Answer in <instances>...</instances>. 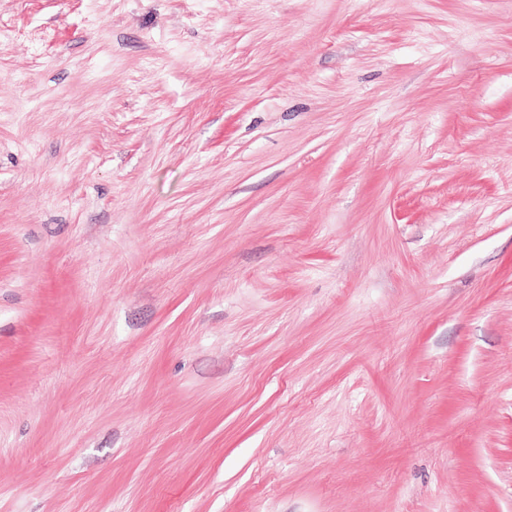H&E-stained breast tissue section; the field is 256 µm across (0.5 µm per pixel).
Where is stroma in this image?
<instances>
[{"label":"stroma","instance_id":"obj_1","mask_svg":"<svg viewBox=\"0 0 512 512\" xmlns=\"http://www.w3.org/2000/svg\"><path fill=\"white\" fill-rule=\"evenodd\" d=\"M0 512H512V0H0Z\"/></svg>","mask_w":512,"mask_h":512}]
</instances>
